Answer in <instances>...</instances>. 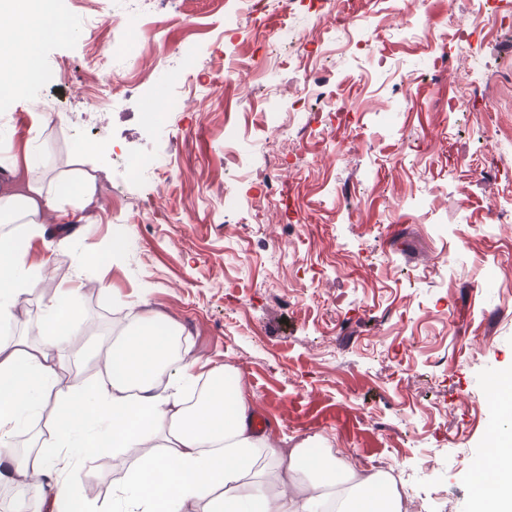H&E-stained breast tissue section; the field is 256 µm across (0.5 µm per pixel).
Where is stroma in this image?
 <instances>
[{"label": "stroma", "mask_w": 512, "mask_h": 512, "mask_svg": "<svg viewBox=\"0 0 512 512\" xmlns=\"http://www.w3.org/2000/svg\"><path fill=\"white\" fill-rule=\"evenodd\" d=\"M55 6L71 27L39 45L41 82L0 90V155L33 143L40 161L16 182L49 187L81 169L96 199L72 203L79 224L46 213L37 238L0 222L44 275L12 334L41 343L45 297L80 279L67 367L86 382L102 376L95 346L152 311L201 363L235 368L273 447L310 437L346 463L396 471L404 512H473V466L496 424L487 396L512 371V219L493 218L512 215V25L499 21L512 0H425L407 19L388 0H353L359 22L345 33L325 0H290L288 13L273 6L259 21L219 0ZM93 16L111 38L118 16L162 25L196 58L183 83L177 58L112 60L115 77L138 78L137 94L182 97L180 111L144 120L119 85L103 126L41 112L93 97L98 77L82 68ZM287 22L305 49L272 57ZM230 65L239 83L225 82ZM66 69L76 81L61 79ZM309 74L318 84L306 85ZM228 124L243 134L231 148ZM131 153L171 166L172 179L129 177ZM147 195L154 222L131 223ZM62 236L67 247L45 251ZM150 454L76 462L93 512H110L128 467Z\"/></svg>", "instance_id": "stroma-1"}]
</instances>
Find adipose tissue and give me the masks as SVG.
I'll use <instances>...</instances> for the list:
<instances>
[{
    "instance_id": "1",
    "label": "adipose tissue",
    "mask_w": 512,
    "mask_h": 512,
    "mask_svg": "<svg viewBox=\"0 0 512 512\" xmlns=\"http://www.w3.org/2000/svg\"><path fill=\"white\" fill-rule=\"evenodd\" d=\"M67 27L51 0H0V87L31 89L41 69L37 45ZM21 28L30 48L19 58L14 32ZM94 190L87 176L62 181L52 191L30 183L19 192L8 183L0 186V214L36 233L58 196L85 198ZM39 282L23 246L0 235V324L14 321ZM82 287L78 280L60 284L48 297L38 324L45 344L0 339V483L43 478L32 512H91L72 461L95 449L139 448L150 440L157 453L130 466L115 489L113 512H187L188 504L197 502L202 512H401L400 495L382 473L355 472L333 453L312 454L304 442L285 454L269 447L252 427L251 397L230 381L234 367L224 364L200 376L199 360L183 346L180 329L159 328L145 314L99 349L106 369L100 383L76 375L63 397L55 398L62 368L58 348L74 334L75 298ZM200 383L206 387L203 399L187 405L185 392ZM510 388L512 374H503L492 402L500 425L472 481L475 512H512V434L501 427L512 419V403L503 398ZM46 407L51 410L50 445L13 452L18 430ZM261 448L276 463L280 496L267 495L259 473L251 469Z\"/></svg>"
}]
</instances>
